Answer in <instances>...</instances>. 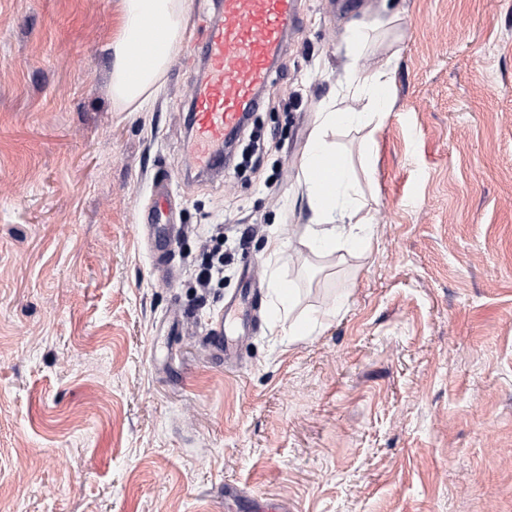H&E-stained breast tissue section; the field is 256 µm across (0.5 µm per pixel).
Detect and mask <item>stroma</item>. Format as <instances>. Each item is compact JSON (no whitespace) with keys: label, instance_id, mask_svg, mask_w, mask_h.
Segmentation results:
<instances>
[{"label":"stroma","instance_id":"35a3bbf8","mask_svg":"<svg viewBox=\"0 0 512 512\" xmlns=\"http://www.w3.org/2000/svg\"><path fill=\"white\" fill-rule=\"evenodd\" d=\"M336 2L303 0L238 137L259 168L199 177V63L121 112L118 0H0V512H239L228 484L286 512H512V0ZM356 25L378 30L365 65L397 58L394 105L328 140L379 240L317 256L301 162L325 101L364 107ZM163 175L170 280L139 227ZM218 224L231 263L204 295L190 262ZM274 275L314 335L282 342ZM247 281L227 364L206 336Z\"/></svg>","mask_w":512,"mask_h":512}]
</instances>
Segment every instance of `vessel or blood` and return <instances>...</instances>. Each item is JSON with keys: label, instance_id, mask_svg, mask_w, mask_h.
<instances>
[{"label": "vessel or blood", "instance_id": "vessel-or-blood-1", "mask_svg": "<svg viewBox=\"0 0 512 512\" xmlns=\"http://www.w3.org/2000/svg\"><path fill=\"white\" fill-rule=\"evenodd\" d=\"M218 22L209 24L199 44L191 45L201 59L204 77L197 84L187 122L191 155L201 171L219 172L224 166V145L238 133L251 112L261 105L266 87L281 55L287 34L297 24L301 0H218ZM157 204L144 213L149 247L158 261H165L177 234L162 205L168 187L154 186ZM254 300L240 295L225 308L208 332L211 349L225 352L231 337L249 329Z\"/></svg>", "mask_w": 512, "mask_h": 512}]
</instances>
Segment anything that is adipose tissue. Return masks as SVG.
<instances>
[{
  "label": "adipose tissue",
  "mask_w": 512,
  "mask_h": 512,
  "mask_svg": "<svg viewBox=\"0 0 512 512\" xmlns=\"http://www.w3.org/2000/svg\"><path fill=\"white\" fill-rule=\"evenodd\" d=\"M120 26L108 48L112 55V102L120 109L142 108L157 92L172 57L185 36L188 0H119ZM367 38L354 30L348 40L345 78L362 93L359 112H341L335 101L323 104L315 120L301 164L302 199L310 213L306 245L311 252H351L371 248L378 228L363 214L356 199L352 169L327 135L341 127L378 132L393 107L390 95L393 60L374 69L361 65Z\"/></svg>",
  "instance_id": "1"
}]
</instances>
